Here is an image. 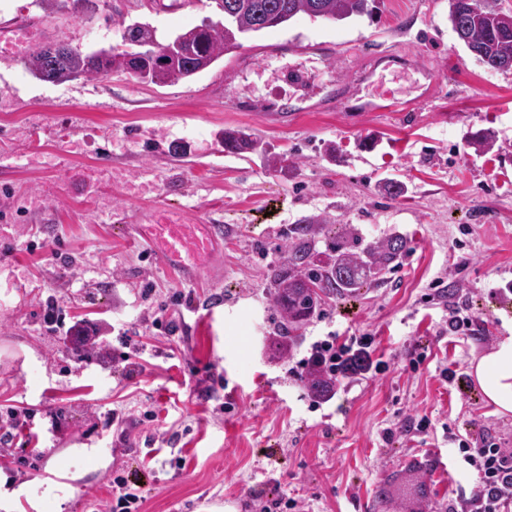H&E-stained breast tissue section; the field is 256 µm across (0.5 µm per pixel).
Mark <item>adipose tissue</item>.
<instances>
[{
    "label": "adipose tissue",
    "instance_id": "adipose-tissue-1",
    "mask_svg": "<svg viewBox=\"0 0 512 512\" xmlns=\"http://www.w3.org/2000/svg\"><path fill=\"white\" fill-rule=\"evenodd\" d=\"M488 404L496 413H512V334L501 337L487 353L471 361L468 370ZM44 491L38 481L14 483L0 474V512H16L20 502H28L32 512H39Z\"/></svg>",
    "mask_w": 512,
    "mask_h": 512
}]
</instances>
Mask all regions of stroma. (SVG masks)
I'll list each match as a JSON object with an SVG mask.
<instances>
[{"label": "stroma", "instance_id": "obj_1", "mask_svg": "<svg viewBox=\"0 0 512 512\" xmlns=\"http://www.w3.org/2000/svg\"><path fill=\"white\" fill-rule=\"evenodd\" d=\"M218 16L213 0L165 10L112 0L77 17L0 0V26L35 18L42 42L84 53L131 51L127 22L164 40ZM286 44H322L327 57L268 55ZM248 57L253 67L239 68ZM339 83L392 91L409 109L319 107ZM278 108L287 120L272 117ZM229 128L260 137L283 164L225 150ZM478 136L490 150L477 151ZM386 181L403 195L386 197ZM20 198L30 201L22 212ZM171 203L224 226L190 282L109 215L140 224ZM316 216L366 244L401 235L408 250L355 298L326 300L275 361L273 276L300 222ZM52 301L96 326L100 350L72 359L43 320ZM162 303L174 334L145 321ZM454 305L472 316V334L446 332ZM511 321L512 70L474 58L448 23V0H376L372 16L340 22L300 14L172 84L123 73L53 83L26 58L0 59V413L18 412L0 472L52 485L42 512H100L119 475L142 481L140 512H250L254 492L307 512H443L449 490L473 479L459 440L484 433L512 448V414L440 370L466 375ZM363 334L387 372L339 377L331 399L314 401L293 366L321 338ZM415 352L425 359L414 367ZM404 415L427 417V430L385 444L382 429ZM75 444L93 456L71 454ZM428 454L445 464V485Z\"/></svg>", "mask_w": 512, "mask_h": 512}]
</instances>
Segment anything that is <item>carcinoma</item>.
<instances>
[{"label":"carcinoma","mask_w":512,"mask_h":512,"mask_svg":"<svg viewBox=\"0 0 512 512\" xmlns=\"http://www.w3.org/2000/svg\"><path fill=\"white\" fill-rule=\"evenodd\" d=\"M222 18L214 24L194 27L181 36L190 52L184 63L173 72L158 68L161 43L156 29L147 23L134 22L124 27L123 38L142 48L137 61L140 68L158 70V82L175 83L188 80L209 69L221 57L240 47L238 37L268 28L267 20L283 25L299 14L311 18L343 21L352 17L370 16V0H214ZM502 10L494 0H448V21L460 28L467 41L465 46L475 59L492 70L512 69V30L501 24ZM48 44H37L30 53L29 65L40 79L64 82L70 73L78 71L86 78L101 75L96 58L73 49L64 56L49 58ZM262 141L242 129L224 130V148L241 154L253 150ZM408 242L395 235L361 246L353 243L336 250L323 263L308 259L302 248L288 251L274 275L273 300L280 314L275 335L269 338L272 358L285 359L295 345L292 333L304 327L316 309L330 296L350 298L371 284V279L383 268L399 259ZM304 381L318 400H328L335 394L336 378L320 365L304 372Z\"/></svg>","instance_id":"cac0c4a2"}]
</instances>
